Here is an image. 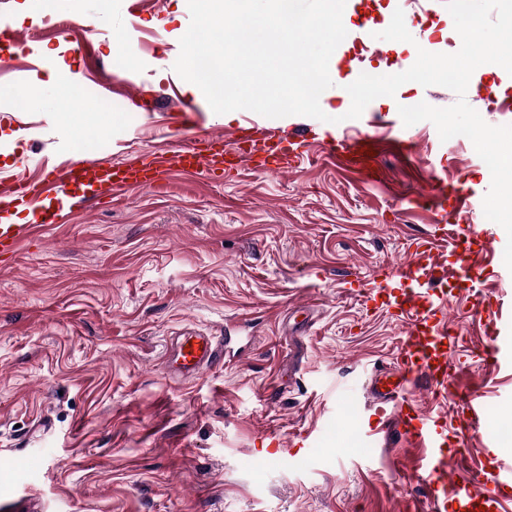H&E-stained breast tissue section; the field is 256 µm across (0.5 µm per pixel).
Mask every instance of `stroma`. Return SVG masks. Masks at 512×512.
Instances as JSON below:
<instances>
[{"label":"stroma","instance_id":"1","mask_svg":"<svg viewBox=\"0 0 512 512\" xmlns=\"http://www.w3.org/2000/svg\"><path fill=\"white\" fill-rule=\"evenodd\" d=\"M398 9L412 43L378 37ZM189 24L185 0H0V58L12 61L0 76V171L35 176L46 163L85 159L82 133L95 134L93 158L105 164L209 132L233 141L248 111L214 113L173 69ZM343 24L333 57L349 83L366 66L403 72L421 48L461 47L444 0L426 11L411 0H346ZM57 71L78 96L57 93ZM38 81L41 106L23 95ZM321 98L327 121L259 119L280 137H312L298 167L244 165L209 182L175 172L106 203L78 197L70 223L0 264V512L28 501L37 512H404L423 498L421 477L390 463L414 449L364 439L368 376L394 360L403 329L361 305L342 276L353 268L370 280L408 258L433 221L415 198L438 177L469 196L435 253L450 267L469 253L473 288L451 277L438 290L449 326L470 339L461 382L485 403L478 428L449 427L448 448L512 461V436L500 432L512 420V271L506 232L483 212L491 178L470 140L441 141L433 123L407 127L398 114L423 101L451 106L456 94L408 82L357 119L346 116L349 96ZM92 99L111 110L86 118ZM466 101L487 124L512 125V75L478 67ZM183 103L197 107L198 125L161 139ZM341 127L376 135L378 182L324 157ZM228 324L244 327V360L168 379L171 336L190 327L220 336ZM492 349L501 367L486 363ZM275 446L287 455H269Z\"/></svg>","mask_w":512,"mask_h":512}]
</instances>
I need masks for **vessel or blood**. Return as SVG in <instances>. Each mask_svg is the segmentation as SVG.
<instances>
[{
  "instance_id": "vessel-or-blood-1",
  "label": "vessel or blood",
  "mask_w": 512,
  "mask_h": 512,
  "mask_svg": "<svg viewBox=\"0 0 512 512\" xmlns=\"http://www.w3.org/2000/svg\"><path fill=\"white\" fill-rule=\"evenodd\" d=\"M207 141L209 147L205 150L185 144L135 156L118 167L93 160L75 161L61 169L15 181L7 194H0V259L8 260L38 242L50 225L67 223L69 202L74 195L85 193L101 201L130 188L160 186L174 171L204 178L244 163L260 172H282L304 157L306 146L305 137L292 136L282 141L271 133L257 139L241 138L230 145L213 134L208 135ZM372 147L369 137L342 135L327 143L325 153L346 169L369 178L373 175ZM421 202L435 211V223L429 232L415 239L409 259L385 270L383 284L368 289L356 272L345 274L347 285L364 288L373 309L385 313L404 329L393 366L376 370L367 383L368 408L375 417L367 437L374 444L384 445L396 435L416 449L412 467L426 473L428 481L424 498L411 502L410 512H447L450 502L473 500L483 506L484 512H512L511 492L475 491L481 467L475 466L468 452L448 454L447 416L424 409L412 394L413 388L425 381L431 385L435 401L454 398L463 403L469 427H477L484 416L483 402L451 381L459 372L454 354L460 341L448 332L445 300L413 286L423 277L432 282L446 278V268L433 260V242L443 235L447 224L462 216L466 197L461 193L447 196L444 182L436 181ZM14 207L27 209L31 221L5 223V216ZM235 332V327L228 326L220 336L201 330L178 336L167 345L164 354L168 377L184 382L223 364ZM451 469L456 472L452 478L447 475Z\"/></svg>"
}]
</instances>
